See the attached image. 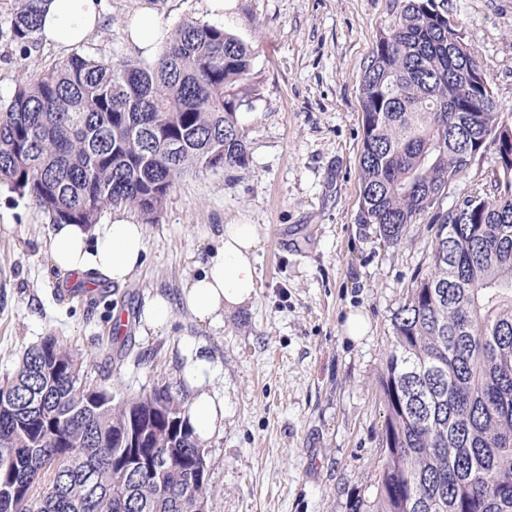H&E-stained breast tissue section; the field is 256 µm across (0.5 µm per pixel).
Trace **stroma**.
Here are the masks:
<instances>
[{"label": "stroma", "instance_id": "obj_1", "mask_svg": "<svg viewBox=\"0 0 512 512\" xmlns=\"http://www.w3.org/2000/svg\"><path fill=\"white\" fill-rule=\"evenodd\" d=\"M165 30L210 23L206 0H103V24L80 48L115 63L137 57L125 23L142 4ZM402 0H224L226 32L254 53L258 95L247 116L245 167L179 180L157 223L147 225L143 269L124 285L87 286L50 271L48 216L0 179V378L23 351L56 337L88 356L116 399L169 384L193 400L183 377L187 344L220 368L224 427L206 440L214 512H348L368 486L384 423L377 377L390 317L427 267L429 217L400 244L358 220L359 83L379 31ZM17 0H0V98L60 51L30 57L9 41ZM477 51L494 97L512 111V0H449ZM258 225L257 295L214 326L174 307L149 336L147 302L178 299L223 242L225 225ZM129 315L123 332L113 313ZM368 323L352 339L344 325Z\"/></svg>", "mask_w": 512, "mask_h": 512}]
</instances>
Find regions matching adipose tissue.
I'll use <instances>...</instances> for the list:
<instances>
[{
	"mask_svg": "<svg viewBox=\"0 0 512 512\" xmlns=\"http://www.w3.org/2000/svg\"><path fill=\"white\" fill-rule=\"evenodd\" d=\"M102 0H48L40 19L43 43L68 51L82 44L102 22ZM126 34L144 58L152 59L163 44V28L155 9L143 6L127 20ZM262 246L257 225L228 224L223 246L202 273L181 291L180 301L198 323L213 325L225 312L243 306L257 294L256 259ZM147 251L144 224L117 213L108 224H56L50 230V268L80 277L128 281L142 267ZM217 372L214 362L190 348L183 376L196 390L189 421L200 438H208L224 422V403L209 394L206 383Z\"/></svg>",
	"mask_w": 512,
	"mask_h": 512,
	"instance_id": "adipose-tissue-1",
	"label": "adipose tissue"
}]
</instances>
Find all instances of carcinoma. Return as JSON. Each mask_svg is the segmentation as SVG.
<instances>
[{
  "label": "carcinoma",
  "instance_id": "carcinoma-1",
  "mask_svg": "<svg viewBox=\"0 0 512 512\" xmlns=\"http://www.w3.org/2000/svg\"><path fill=\"white\" fill-rule=\"evenodd\" d=\"M46 2L14 11L27 59ZM461 28L448 0H403L359 84V221L389 244L424 215L436 231L390 318L379 460L349 512H512V122ZM27 70L0 99V177L53 224L110 206L153 224L182 176L247 164L253 51L216 25L180 22L150 64L74 52ZM489 150L501 164L440 209ZM0 394V512L213 509L208 451L167 386L117 401L50 336Z\"/></svg>",
  "mask_w": 512,
  "mask_h": 512
}]
</instances>
